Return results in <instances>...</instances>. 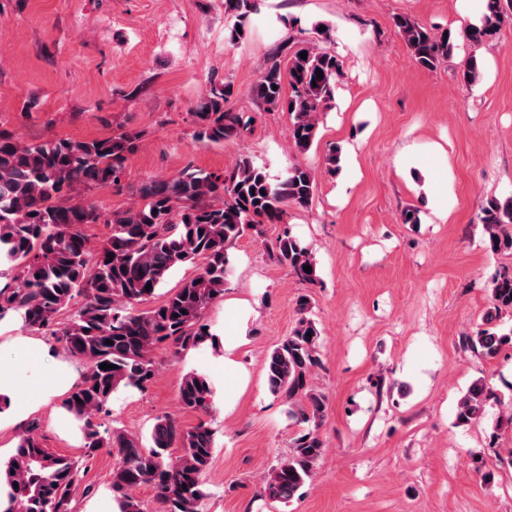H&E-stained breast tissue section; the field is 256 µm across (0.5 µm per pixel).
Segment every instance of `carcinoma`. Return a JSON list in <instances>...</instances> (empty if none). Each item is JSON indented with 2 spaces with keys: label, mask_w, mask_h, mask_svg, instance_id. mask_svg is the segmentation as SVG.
<instances>
[{
  "label": "carcinoma",
  "mask_w": 512,
  "mask_h": 512,
  "mask_svg": "<svg viewBox=\"0 0 512 512\" xmlns=\"http://www.w3.org/2000/svg\"><path fill=\"white\" fill-rule=\"evenodd\" d=\"M257 0H225L224 32L230 43L245 36L246 23L257 12ZM512 22L504 0H485L481 24L464 36L475 44L496 38ZM415 62L428 70L448 58L452 33H436L404 15L395 18ZM307 52V58L300 53ZM323 77H316V71ZM342 75L336 54L314 42L291 50L288 72L279 61L266 64L253 88L270 111L288 112L294 147L308 151L318 134V115L331 107ZM471 86L481 78V64L472 57L459 72ZM289 86L290 93L284 92ZM230 85L214 84L196 112L195 138L218 143L237 136L250 124L227 109ZM140 134L125 131L87 141L46 138L23 142L0 130V316L19 313L24 327L47 335L68 355L86 365L80 380L63 402L81 422L84 447L93 454L114 448L119 463L111 489L118 512H143L133 490L150 484L161 512H202L204 476L215 450L214 433L201 423L181 428L169 415L157 418L148 443L114 430L101 432L100 414L114 393L124 387L144 390L156 376L153 352L161 345L174 355L196 349L211 339L205 310L224 296L231 274L228 250L245 234L263 233L265 224H281L285 206L311 204L315 179L310 169L294 166L277 177L250 158L218 174L188 168L173 182L154 180L139 190V200L124 210L101 213L78 200L80 186L121 187L127 156L138 147ZM493 251L512 249V198L491 199L478 215ZM89 224L108 232L92 244ZM279 263L301 281L318 280L316 262L297 236L286 230L272 244ZM193 265L197 273L182 280L166 299L146 309L138 305L153 297L175 269ZM309 266L312 272L304 271ZM151 289H146L147 285ZM491 304L473 335L464 339L473 352L492 359L512 349V329L499 321L512 310V272L491 280ZM68 310L69 318L58 317ZM310 298L298 303L295 327L266 357L270 392L288 402V416L306 424L293 440L288 456L271 468L263 489L272 499L291 501L311 479L324 452L319 428L326 396L313 388L312 374L321 366V333L309 316ZM107 363L111 369L103 370ZM212 389L208 377L195 370L183 374L179 403L188 411L208 412ZM496 393L475 380L459 400L456 424L480 419ZM177 449L172 455L171 449ZM78 464L49 453L35 426L20 435L15 455L0 470L11 486L17 512H73Z\"/></svg>",
  "instance_id": "cac0c4a2"
}]
</instances>
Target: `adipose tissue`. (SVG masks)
I'll use <instances>...</instances> for the list:
<instances>
[{
  "instance_id": "obj_1",
  "label": "adipose tissue",
  "mask_w": 512,
  "mask_h": 512,
  "mask_svg": "<svg viewBox=\"0 0 512 512\" xmlns=\"http://www.w3.org/2000/svg\"><path fill=\"white\" fill-rule=\"evenodd\" d=\"M62 367V373L53 377L42 390L22 398L18 395L19 380L13 367L0 363V400L8 404L7 409L0 412V429L22 428L30 414L51 399L68 393L76 374L71 367Z\"/></svg>"
}]
</instances>
